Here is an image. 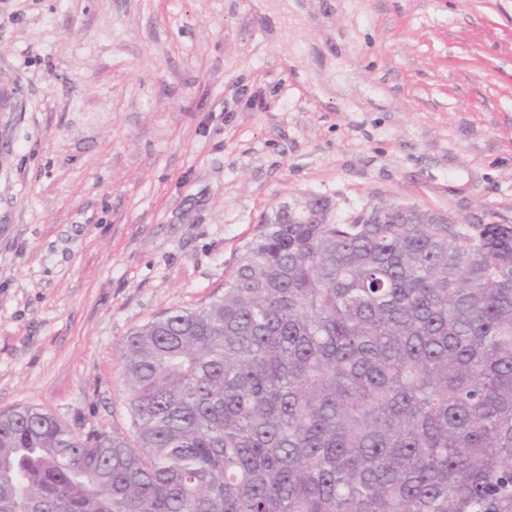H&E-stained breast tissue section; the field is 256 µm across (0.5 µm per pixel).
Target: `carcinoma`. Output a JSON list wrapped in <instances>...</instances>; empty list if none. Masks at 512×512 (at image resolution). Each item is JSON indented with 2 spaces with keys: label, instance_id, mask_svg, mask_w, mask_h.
I'll return each mask as SVG.
<instances>
[{
  "label": "carcinoma",
  "instance_id": "cac0c4a2",
  "mask_svg": "<svg viewBox=\"0 0 512 512\" xmlns=\"http://www.w3.org/2000/svg\"><path fill=\"white\" fill-rule=\"evenodd\" d=\"M122 379L130 436L0 413V512H512V224L265 216Z\"/></svg>",
  "mask_w": 512,
  "mask_h": 512
}]
</instances>
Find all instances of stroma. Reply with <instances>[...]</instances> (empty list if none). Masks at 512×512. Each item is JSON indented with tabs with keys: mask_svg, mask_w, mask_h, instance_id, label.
<instances>
[{
	"mask_svg": "<svg viewBox=\"0 0 512 512\" xmlns=\"http://www.w3.org/2000/svg\"><path fill=\"white\" fill-rule=\"evenodd\" d=\"M305 5L0 0V412L129 430L130 333L291 194L512 224V0ZM254 7L267 15L281 39L288 36L289 24L304 20L306 9L295 0H253Z\"/></svg>",
	"mask_w": 512,
	"mask_h": 512,
	"instance_id": "stroma-1",
	"label": "stroma"
}]
</instances>
